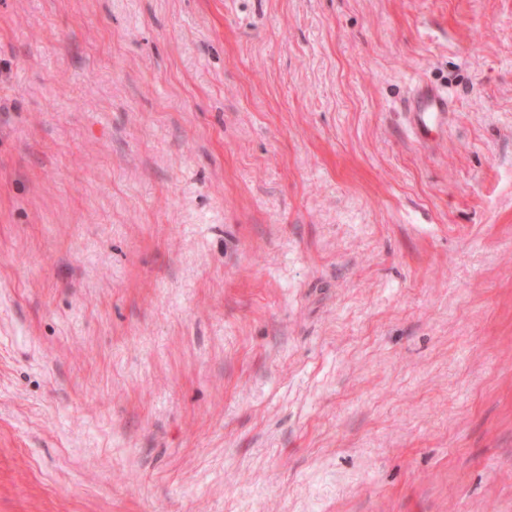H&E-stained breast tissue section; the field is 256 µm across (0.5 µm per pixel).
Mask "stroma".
<instances>
[{
    "label": "stroma",
    "mask_w": 512,
    "mask_h": 512,
    "mask_svg": "<svg viewBox=\"0 0 512 512\" xmlns=\"http://www.w3.org/2000/svg\"><path fill=\"white\" fill-rule=\"evenodd\" d=\"M0 512H512V0H0ZM407 115L412 136L427 143L433 132L448 127V95L432 85H419L409 100Z\"/></svg>",
    "instance_id": "35a3bbf8"
}]
</instances>
